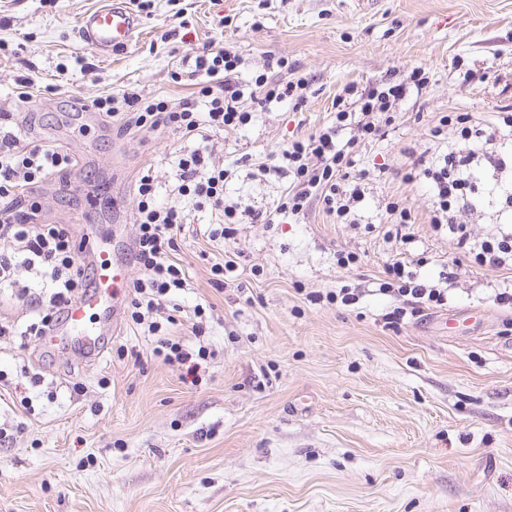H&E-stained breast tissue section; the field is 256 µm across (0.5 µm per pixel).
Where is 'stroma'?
<instances>
[{
  "label": "stroma",
  "mask_w": 512,
  "mask_h": 512,
  "mask_svg": "<svg viewBox=\"0 0 512 512\" xmlns=\"http://www.w3.org/2000/svg\"><path fill=\"white\" fill-rule=\"evenodd\" d=\"M106 0H0V112L79 164L33 188L40 221L73 232L121 224L132 212L87 220L75 186L94 176L102 195L133 202L137 172L152 167L161 205L174 202L176 153L166 130L121 134L94 119L72 127L82 105L134 85L181 102L188 82L171 73L185 53L233 44L240 81L287 57L281 81L304 78L303 103L249 104L251 122L214 134L211 160L232 166L224 187L236 205V239L206 236L217 218L192 209L179 258L189 273L176 300L183 319L215 307L205 343L216 356L199 384L152 354L153 338L124 322L101 336L85 363L73 345L0 338V512H512V313L495 296L512 267L481 268L428 223L432 193L406 182L409 151L427 150L448 112L494 125L512 113V0H152L128 48L98 57L79 22ZM231 23L219 26V16ZM425 66L422 95L401 103L381 137L360 145L349 181L361 190L358 224L322 211L263 223L288 182L258 172L288 140L331 126L346 85L393 82ZM29 79L19 100L20 79ZM466 222L482 238L499 222L512 181L489 182ZM416 219L395 252L384 238L388 202ZM359 257L338 265L339 252ZM423 280L448 283V305L400 330L379 317L395 298L375 288L395 257ZM236 261L239 288L210 284L213 259ZM350 285L351 307L307 301ZM457 316L453 329L440 322ZM130 350L119 358L118 347Z\"/></svg>",
  "instance_id": "35a3bbf8"
}]
</instances>
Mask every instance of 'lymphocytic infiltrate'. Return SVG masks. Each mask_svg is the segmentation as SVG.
<instances>
[{
    "mask_svg": "<svg viewBox=\"0 0 512 512\" xmlns=\"http://www.w3.org/2000/svg\"><path fill=\"white\" fill-rule=\"evenodd\" d=\"M243 57L231 47H203L183 56L182 64L192 65L198 80L194 97L174 105L163 97L144 94L134 87L98 98L94 111L107 119H121V131L153 132L166 129L187 142L177 156L178 202L162 207L157 203L158 182L152 168H142L134 184L133 207L138 232L132 247L134 262L143 276L129 289L126 317L129 326L156 339L153 354L182 376H197L214 350L201 345L191 348L183 341V331L201 337L202 322L184 326L178 317L180 306L174 296L188 284V276L177 259L178 237L185 222L181 199L195 208H211L224 219L222 227L209 234L210 241L230 240L237 233L236 209L224 201V185L233 168L210 164L206 144L212 134L227 127L247 124L251 114L242 107L254 100L265 107L288 99L303 100L306 79L280 82L268 74L251 81L238 80ZM429 82L424 67L412 68L402 81L345 89L336 101V123L303 139L289 141L260 169L261 175L287 179L289 186L280 197L267 223L276 217L297 215L320 203L337 223L353 221V205L360 192L347 188L346 181L361 143L381 136L392 114L411 94L422 93ZM462 148L448 151L440 159L426 153H410L406 178L426 179L433 188L429 222L434 231L447 232L459 253L482 268L512 266V232H497L483 240H473L462 217L471 207L476 186L470 179L473 168H483L492 180L501 181L507 170L496 145L497 137L512 136V114L502 117L499 131L471 124L467 115H458ZM77 160L61 146L28 141L22 132L0 126V287L16 289L19 298L30 297L29 286L18 285L17 265H25L45 288L48 301L39 306L33 322L18 326L0 324L1 336L19 337L21 343L46 335L60 320L61 310L76 300L90 285L87 268L79 262L82 246L65 224H39L41 210L31 194L34 186L59 176L76 166ZM377 291L397 298L398 306L382 316L383 326L395 331L405 320L448 304V291L420 280L403 261L390 263Z\"/></svg>",
    "mask_w": 512,
    "mask_h": 512,
    "instance_id": "f902f5d3",
    "label": "lymphocytic infiltrate"
}]
</instances>
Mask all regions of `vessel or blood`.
Listing matches in <instances>:
<instances>
[{"label":"vessel or blood","instance_id":"vessel-or-blood-1","mask_svg":"<svg viewBox=\"0 0 512 512\" xmlns=\"http://www.w3.org/2000/svg\"><path fill=\"white\" fill-rule=\"evenodd\" d=\"M139 28L140 19L125 0H108L105 6L86 13L79 25L83 40L102 57L128 47ZM83 249L93 272L92 284L85 294L67 306L61 321L45 337L44 343L52 346L66 338L76 339L82 342L87 357L95 360L101 357L102 350L95 333L86 329L85 316L88 311L100 310L110 318H117L128 263L124 253L116 251L111 242L95 236L86 237Z\"/></svg>","mask_w":512,"mask_h":512}]
</instances>
